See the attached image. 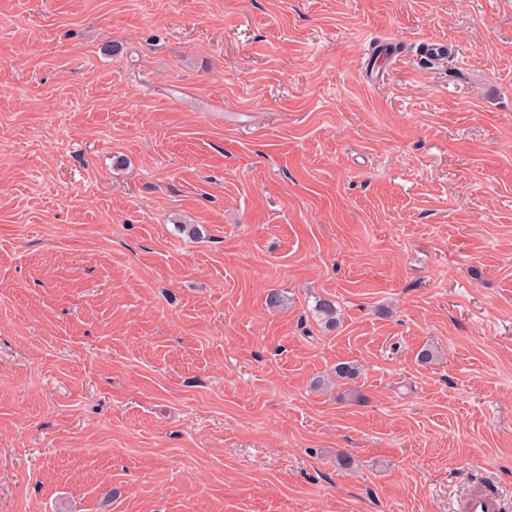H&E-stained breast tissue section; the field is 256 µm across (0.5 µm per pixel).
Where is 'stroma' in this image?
Wrapping results in <instances>:
<instances>
[{"instance_id":"35a3bbf8","label":"stroma","mask_w":512,"mask_h":512,"mask_svg":"<svg viewBox=\"0 0 512 512\" xmlns=\"http://www.w3.org/2000/svg\"><path fill=\"white\" fill-rule=\"evenodd\" d=\"M477 485L512 512V0H0V512Z\"/></svg>"}]
</instances>
